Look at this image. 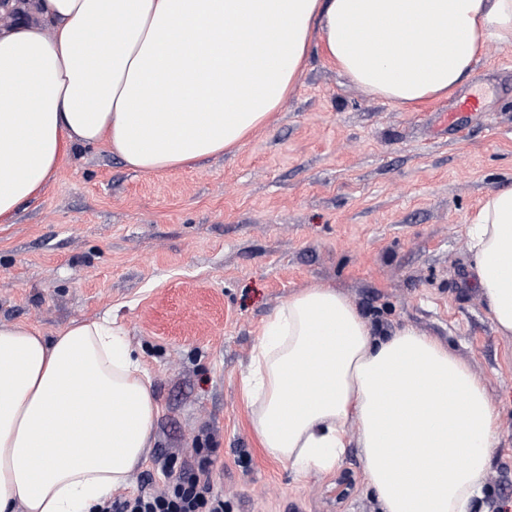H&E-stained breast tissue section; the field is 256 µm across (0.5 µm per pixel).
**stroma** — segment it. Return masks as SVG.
<instances>
[{"label":"stroma","mask_w":512,"mask_h":512,"mask_svg":"<svg viewBox=\"0 0 512 512\" xmlns=\"http://www.w3.org/2000/svg\"><path fill=\"white\" fill-rule=\"evenodd\" d=\"M475 83L485 111L440 131ZM510 187L512 46L489 42L453 96L409 108L315 51L235 153L140 174L105 144L74 146L0 223V323L50 338L117 315L161 407L130 493L206 459L225 512H378L358 448L298 477L258 447L241 390L266 319L301 288L335 287L377 334L411 326L469 364L502 422L477 512H512V336L473 286L465 238L484 196Z\"/></svg>","instance_id":"1"}]
</instances>
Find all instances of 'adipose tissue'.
Listing matches in <instances>:
<instances>
[{"label":"adipose tissue","instance_id":"obj_1","mask_svg":"<svg viewBox=\"0 0 512 512\" xmlns=\"http://www.w3.org/2000/svg\"><path fill=\"white\" fill-rule=\"evenodd\" d=\"M0 223L75 145L107 143L149 174L240 148L292 91L312 48L405 108L448 96L489 40L512 44V0H5ZM474 285L512 335V188L466 226ZM260 448L327 472L357 444L380 512H473L500 438L470 366L427 335L376 337L314 283L264 323L241 377ZM161 408L111 315L57 336L0 324V512H93L127 487Z\"/></svg>","mask_w":512,"mask_h":512}]
</instances>
